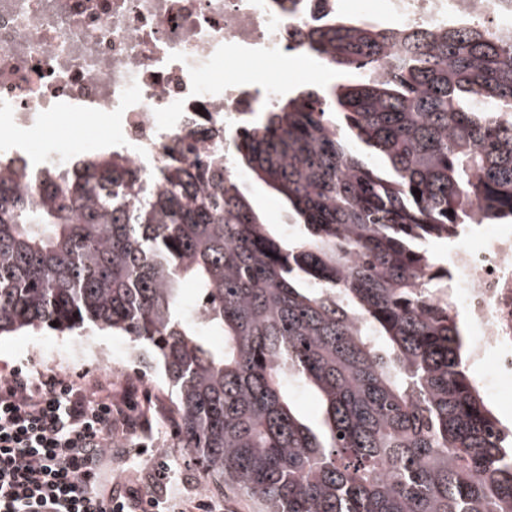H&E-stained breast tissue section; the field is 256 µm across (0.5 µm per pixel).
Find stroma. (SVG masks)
<instances>
[{"label": "stroma", "instance_id": "obj_1", "mask_svg": "<svg viewBox=\"0 0 512 512\" xmlns=\"http://www.w3.org/2000/svg\"><path fill=\"white\" fill-rule=\"evenodd\" d=\"M266 69L287 83L306 86L334 85L337 82L314 55L304 60L289 59L267 64ZM68 136L58 139L44 133L40 127L16 130L9 143L1 146L6 153L27 151L35 155L46 154L58 143L84 144L88 151H96L98 145L110 139L108 123L97 119H81L67 126ZM255 210L266 223L274 225L278 232H286L289 225L288 207L274 191L264 184L250 179L243 187ZM102 349L113 356L125 358L123 372H111L109 367L79 365L84 349ZM134 349L128 337L116 336L94 328L69 336L49 330L21 332L0 337V379L14 370L29 373L55 374L68 381L97 384L111 389L116 404H134L138 413L147 417L149 435L145 442L151 447L148 456L128 454L113 463L112 479L119 493L142 492V472L149 467L168 464L172 478L183 497L196 500L202 497L218 498L224 502V512H261L260 504L233 487L210 486L203 488L200 466L194 454L178 447L176 422L168 411L172 391L165 383L160 370L138 369L129 363L128 355Z\"/></svg>", "mask_w": 512, "mask_h": 512}]
</instances>
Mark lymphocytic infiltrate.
Returning <instances> with one entry per match:
<instances>
[{
  "label": "lymphocytic infiltrate",
  "mask_w": 512,
  "mask_h": 512,
  "mask_svg": "<svg viewBox=\"0 0 512 512\" xmlns=\"http://www.w3.org/2000/svg\"><path fill=\"white\" fill-rule=\"evenodd\" d=\"M147 429L111 394L93 400L56 375L13 372L0 381V512H217L209 499L175 501L163 470H144L143 495L116 493L107 443Z\"/></svg>",
  "instance_id": "obj_1"
}]
</instances>
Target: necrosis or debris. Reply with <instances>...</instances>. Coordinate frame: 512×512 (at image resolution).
Returning <instances> with one entry per match:
<instances>
[{
	"label": "necrosis or debris",
	"instance_id": "obj_1",
	"mask_svg": "<svg viewBox=\"0 0 512 512\" xmlns=\"http://www.w3.org/2000/svg\"><path fill=\"white\" fill-rule=\"evenodd\" d=\"M400 26L435 27L465 14L512 25L497 0H383ZM336 0H0V114L95 113L112 145L153 178L175 141L232 142L284 95L260 62L301 56L309 25ZM448 290L467 318L471 357L490 361L491 395H512V226L454 237Z\"/></svg>",
	"mask_w": 512,
	"mask_h": 512
}]
</instances>
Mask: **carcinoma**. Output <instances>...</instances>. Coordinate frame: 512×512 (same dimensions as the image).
<instances>
[{
	"label": "carcinoma",
	"instance_id": "carcinoma-1",
	"mask_svg": "<svg viewBox=\"0 0 512 512\" xmlns=\"http://www.w3.org/2000/svg\"><path fill=\"white\" fill-rule=\"evenodd\" d=\"M307 48L355 81L281 98L230 157L288 201V235L224 175L219 130L215 152L187 163L178 144L152 180L117 150L11 159L0 335L129 337L175 389L203 484L262 512H512V431L467 373L428 249L512 222V28L330 18Z\"/></svg>",
	"mask_w": 512,
	"mask_h": 512
}]
</instances>
